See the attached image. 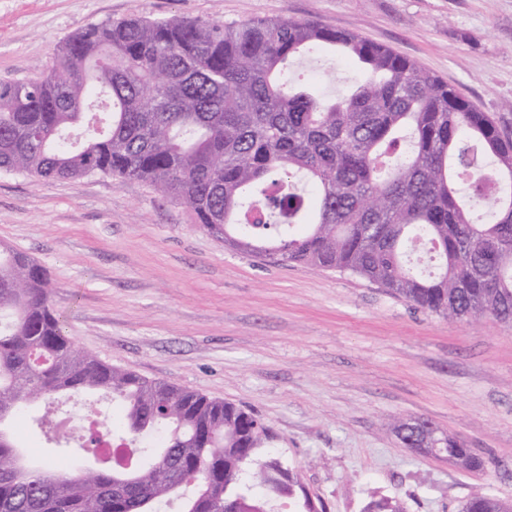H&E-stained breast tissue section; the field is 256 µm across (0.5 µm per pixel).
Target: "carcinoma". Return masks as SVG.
I'll return each mask as SVG.
<instances>
[{"label":"carcinoma","instance_id":"obj_1","mask_svg":"<svg viewBox=\"0 0 512 512\" xmlns=\"http://www.w3.org/2000/svg\"><path fill=\"white\" fill-rule=\"evenodd\" d=\"M329 45L361 81L332 97L288 61ZM0 172L139 179L239 250L364 278L450 322H512V139L454 87L358 34L313 21L212 23L131 17L78 30L37 79L0 83ZM429 245L438 270L411 262ZM47 270L0 250V424L42 400L103 393L107 433L140 444L127 469L23 461L0 428V512H326L265 451L267 427L230 402L147 380L77 348ZM431 423L400 418L405 447ZM438 447L469 471L485 459L457 437ZM365 512H405L395 498ZM460 512H512L478 491Z\"/></svg>","mask_w":512,"mask_h":512}]
</instances>
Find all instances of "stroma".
I'll list each match as a JSON object with an SVG mask.
<instances>
[{
    "instance_id": "1",
    "label": "stroma",
    "mask_w": 512,
    "mask_h": 512,
    "mask_svg": "<svg viewBox=\"0 0 512 512\" xmlns=\"http://www.w3.org/2000/svg\"><path fill=\"white\" fill-rule=\"evenodd\" d=\"M310 20L435 73L512 138V0H0V82L34 79L77 30L129 17ZM294 79L335 95L352 64L306 54ZM49 271L74 344L148 379L235 403L327 512L393 497L459 512L512 501V324L451 322L357 276L224 245L146 182L0 172V248ZM418 418L482 454L480 471L405 448ZM460 512H512V502L478 491L463 503Z\"/></svg>"
}]
</instances>
